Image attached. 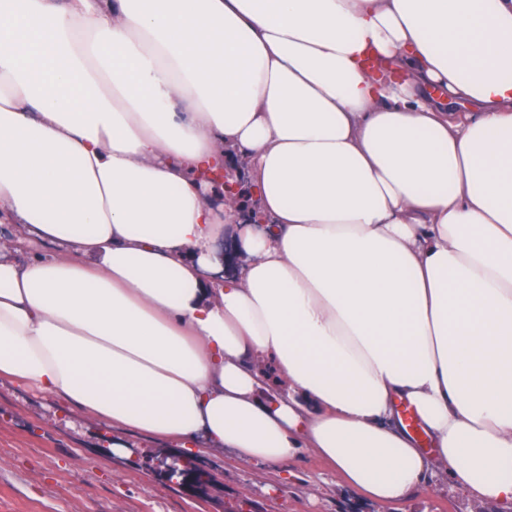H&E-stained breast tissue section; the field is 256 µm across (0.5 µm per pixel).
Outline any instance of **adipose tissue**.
<instances>
[{
	"label": "adipose tissue",
	"mask_w": 512,
	"mask_h": 512,
	"mask_svg": "<svg viewBox=\"0 0 512 512\" xmlns=\"http://www.w3.org/2000/svg\"><path fill=\"white\" fill-rule=\"evenodd\" d=\"M0 224V381L512 503V0H0Z\"/></svg>",
	"instance_id": "1"
}]
</instances>
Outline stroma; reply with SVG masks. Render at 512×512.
I'll use <instances>...</instances> for the list:
<instances>
[{
	"mask_svg": "<svg viewBox=\"0 0 512 512\" xmlns=\"http://www.w3.org/2000/svg\"><path fill=\"white\" fill-rule=\"evenodd\" d=\"M125 446L112 451L114 442ZM170 445L105 427L65 400L0 382V512H512L456 487L398 504L370 500L304 450L281 463L199 456L213 480L169 478Z\"/></svg>",
	"mask_w": 512,
	"mask_h": 512,
	"instance_id": "35a3bbf8",
	"label": "stroma"
}]
</instances>
